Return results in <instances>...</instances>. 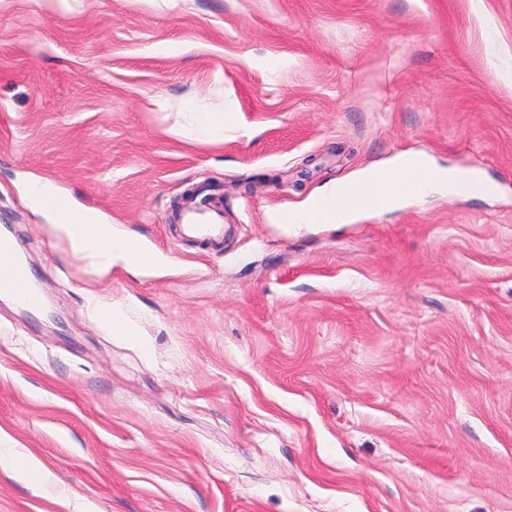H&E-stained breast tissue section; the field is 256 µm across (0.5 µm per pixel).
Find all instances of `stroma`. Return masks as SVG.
<instances>
[{"instance_id":"1","label":"stroma","mask_w":512,"mask_h":512,"mask_svg":"<svg viewBox=\"0 0 512 512\" xmlns=\"http://www.w3.org/2000/svg\"><path fill=\"white\" fill-rule=\"evenodd\" d=\"M402 153L497 190L277 224ZM203 184L230 248L176 236ZM5 226L57 319L0 298V436L68 495L0 512H512V0H0ZM37 203L51 211L59 221L68 223L59 224L55 221L54 224L58 225L67 234L72 252L90 265L97 268H110L114 260H120L130 267L142 266L148 263L149 257L145 253H141L137 257L131 255L125 243L132 239L114 238L113 234L110 233L109 226L102 225L99 217L92 210L82 208L72 202L71 204L75 209L89 218L87 225L99 226L87 236L91 245L101 251L109 249L110 251L102 253L87 246L86 238L82 234L74 232L75 226L73 224H81V217L73 212L69 200L61 192L49 189L39 197Z\"/></svg>"}]
</instances>
